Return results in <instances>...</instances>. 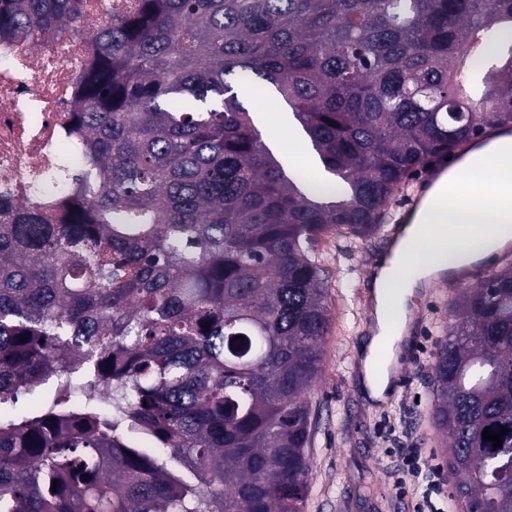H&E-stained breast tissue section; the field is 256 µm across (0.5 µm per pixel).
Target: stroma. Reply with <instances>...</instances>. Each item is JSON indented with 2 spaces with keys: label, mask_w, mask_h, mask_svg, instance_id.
<instances>
[{
  "label": "stroma",
  "mask_w": 512,
  "mask_h": 512,
  "mask_svg": "<svg viewBox=\"0 0 512 512\" xmlns=\"http://www.w3.org/2000/svg\"><path fill=\"white\" fill-rule=\"evenodd\" d=\"M391 244L387 232L354 240L331 231L316 240L312 255L322 261L329 287L330 325L322 371L308 396L312 436L304 512H415L425 474L442 491L440 512H456L446 447L430 425L432 366L444 340L448 313L462 290L457 280H436L409 303L417 351L397 371L387 400H368L360 388L362 346L373 332L369 267ZM418 449L422 476L404 477L402 451Z\"/></svg>",
  "instance_id": "1"
}]
</instances>
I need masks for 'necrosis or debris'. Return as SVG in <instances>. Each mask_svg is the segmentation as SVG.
I'll return each mask as SVG.
<instances>
[{"label":"necrosis or debris","mask_w":512,"mask_h":512,"mask_svg":"<svg viewBox=\"0 0 512 512\" xmlns=\"http://www.w3.org/2000/svg\"><path fill=\"white\" fill-rule=\"evenodd\" d=\"M96 55L91 35L70 28L0 36V202L55 205L51 177L84 168L74 100Z\"/></svg>","instance_id":"4bbe7bcc"}]
</instances>
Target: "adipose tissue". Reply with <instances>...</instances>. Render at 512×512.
I'll return each mask as SVG.
<instances>
[{
  "label": "adipose tissue",
  "mask_w": 512,
  "mask_h": 512,
  "mask_svg": "<svg viewBox=\"0 0 512 512\" xmlns=\"http://www.w3.org/2000/svg\"><path fill=\"white\" fill-rule=\"evenodd\" d=\"M510 240L512 139L452 167L381 266L374 280L375 334L364 348L361 375L370 399L384 401L392 390L416 291Z\"/></svg>",
  "instance_id": "1"
}]
</instances>
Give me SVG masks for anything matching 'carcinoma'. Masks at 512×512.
I'll return each mask as SVG.
<instances>
[{
  "label": "carcinoma",
  "instance_id": "obj_1",
  "mask_svg": "<svg viewBox=\"0 0 512 512\" xmlns=\"http://www.w3.org/2000/svg\"><path fill=\"white\" fill-rule=\"evenodd\" d=\"M83 9L0 0V34ZM502 28L512 0L112 8L61 223L0 207V512H303L329 326L311 246L378 233L432 160L512 134ZM241 89L280 95L336 192L304 190ZM433 395L458 512H512V263L462 290Z\"/></svg>",
  "mask_w": 512,
  "mask_h": 512
}]
</instances>
